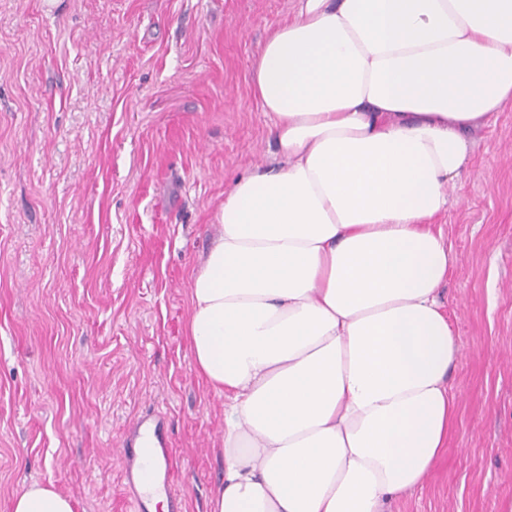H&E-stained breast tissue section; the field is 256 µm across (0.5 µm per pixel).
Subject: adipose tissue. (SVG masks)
Segmentation results:
<instances>
[{"mask_svg":"<svg viewBox=\"0 0 512 512\" xmlns=\"http://www.w3.org/2000/svg\"><path fill=\"white\" fill-rule=\"evenodd\" d=\"M254 92L276 152L190 277L193 366L224 399L209 510L387 512L455 428L436 219L512 104V0H298ZM10 510L74 505L34 483Z\"/></svg>","mask_w":512,"mask_h":512,"instance_id":"ef3b65f1","label":"adipose tissue"}]
</instances>
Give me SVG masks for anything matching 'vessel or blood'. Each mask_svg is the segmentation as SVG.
I'll return each instance as SVG.
<instances>
[{"label": "vessel or blood", "mask_w": 512, "mask_h": 512, "mask_svg": "<svg viewBox=\"0 0 512 512\" xmlns=\"http://www.w3.org/2000/svg\"><path fill=\"white\" fill-rule=\"evenodd\" d=\"M166 413L152 409L135 416L126 428L120 448L123 490L133 512H150L152 495L147 483L161 485L169 512H182V499L172 488V449L167 435Z\"/></svg>", "instance_id": "obj_1"}]
</instances>
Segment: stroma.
Wrapping results in <instances>:
<instances>
[{"label": "stroma", "instance_id": "35a3bbf8", "mask_svg": "<svg viewBox=\"0 0 512 512\" xmlns=\"http://www.w3.org/2000/svg\"><path fill=\"white\" fill-rule=\"evenodd\" d=\"M295 0H0V512L32 483L131 512L119 448L166 412L184 512L224 475L193 369L190 273L273 152L254 65ZM438 219L460 360L454 431L392 512H512V105Z\"/></svg>", "mask_w": 512, "mask_h": 512}]
</instances>
